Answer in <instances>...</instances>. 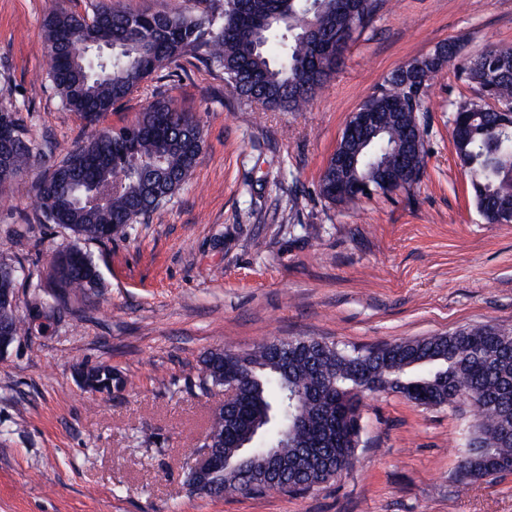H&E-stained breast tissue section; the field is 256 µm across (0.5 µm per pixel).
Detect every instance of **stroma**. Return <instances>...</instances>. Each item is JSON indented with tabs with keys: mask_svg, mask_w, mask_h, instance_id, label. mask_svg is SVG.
Here are the masks:
<instances>
[{
	"mask_svg": "<svg viewBox=\"0 0 512 512\" xmlns=\"http://www.w3.org/2000/svg\"><path fill=\"white\" fill-rule=\"evenodd\" d=\"M55 3L89 14L98 0H0V106L15 109L36 153L0 185V262L17 270L26 324L0 358V512H512V474L454 490L466 415L394 394L366 400L355 468L309 493L209 499L184 483L217 404L188 389L206 350L512 328V224L480 215L451 135L455 105L480 96L460 66L512 46V0H381L304 112L239 102L195 57L154 73L101 127L168 97L200 120L203 151L192 182L148 223L83 242L102 273L86 298L52 284L73 237L36 206L39 183L90 133L47 77L43 22ZM448 41L460 53L424 96L420 181L355 210L327 204L319 176L351 113ZM86 362L112 365L124 388L81 387L73 371Z\"/></svg>",
	"mask_w": 512,
	"mask_h": 512,
	"instance_id": "stroma-1",
	"label": "stroma"
}]
</instances>
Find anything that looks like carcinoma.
<instances>
[{"label": "carcinoma", "mask_w": 512, "mask_h": 512, "mask_svg": "<svg viewBox=\"0 0 512 512\" xmlns=\"http://www.w3.org/2000/svg\"><path fill=\"white\" fill-rule=\"evenodd\" d=\"M197 0L192 12L178 4L164 13H114L103 3L92 16L53 7L44 19L48 78L62 104L94 126L157 69L200 54L224 74L240 100L267 110L300 112L336 70L328 50L353 27L372 21L379 0ZM512 48L491 49L462 67L466 80L483 87L486 69ZM442 64L418 62L413 73L391 72L360 108L378 113L379 127L360 130L345 143L359 152L357 168L336 174L331 156L318 184L329 204L355 208V186L385 191L384 176L411 187L425 168L419 112L422 89ZM464 134L453 138L467 171L469 193L490 224L512 210V117L477 102L456 106ZM0 184L24 174L34 148L13 110L0 107ZM204 143L199 121L170 100H156L130 125L95 130L70 151L38 187L46 221L75 238L59 253L51 279L65 293L88 295L102 274L80 241H110L125 235L186 185ZM0 325L17 336L24 324L12 309L0 310ZM100 390H119L121 375L103 362L85 363ZM200 396L235 387L233 397L211 413L200 447L216 469L207 475L188 468L190 493L221 499L271 491L302 494L352 469L360 443L359 422L369 395L396 394L425 408H470L471 420L458 456L456 488L478 477L512 473V331L474 325L448 334L361 348L313 338L275 339L248 350L210 349L189 379ZM262 445L245 455L243 442ZM276 449L271 462L264 449Z\"/></svg>", "instance_id": "1"}]
</instances>
